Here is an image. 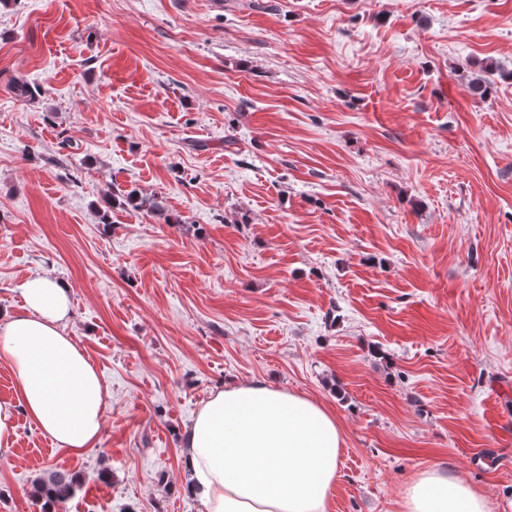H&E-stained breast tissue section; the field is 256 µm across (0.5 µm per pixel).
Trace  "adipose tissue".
I'll return each instance as SVG.
<instances>
[{
	"label": "adipose tissue",
	"instance_id": "adipose-tissue-1",
	"mask_svg": "<svg viewBox=\"0 0 512 512\" xmlns=\"http://www.w3.org/2000/svg\"><path fill=\"white\" fill-rule=\"evenodd\" d=\"M23 313L0 322V362L14 372L16 403H0V446L17 410L57 447L78 451L103 434L107 392L69 336L70 290L49 276L24 285ZM345 445L334 414L301 394L255 381L213 391L184 439L186 490L203 512H327ZM400 512H489L464 480L432 466L405 488Z\"/></svg>",
	"mask_w": 512,
	"mask_h": 512
}]
</instances>
